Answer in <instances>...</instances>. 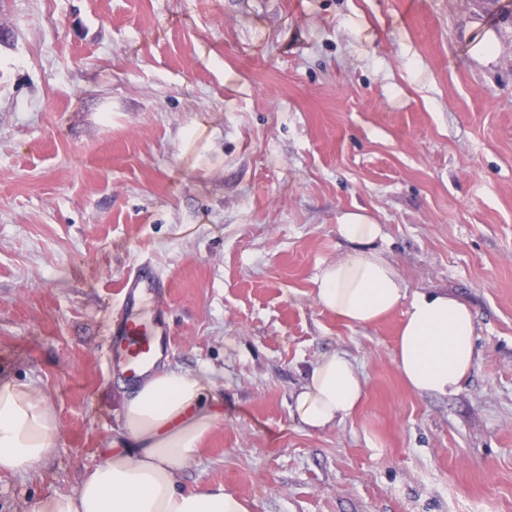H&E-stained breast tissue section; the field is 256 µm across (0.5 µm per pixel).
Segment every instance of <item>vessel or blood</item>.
<instances>
[{
    "instance_id": "b4317fda",
    "label": "vessel or blood",
    "mask_w": 512,
    "mask_h": 512,
    "mask_svg": "<svg viewBox=\"0 0 512 512\" xmlns=\"http://www.w3.org/2000/svg\"><path fill=\"white\" fill-rule=\"evenodd\" d=\"M120 311L109 340V369L128 382L147 376L172 343L173 331L164 309L153 298L167 285L153 261L143 260L120 279Z\"/></svg>"
}]
</instances>
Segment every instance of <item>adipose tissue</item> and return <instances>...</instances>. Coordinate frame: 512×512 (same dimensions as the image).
I'll list each match as a JSON object with an SVG mask.
<instances>
[{
    "instance_id": "1",
    "label": "adipose tissue",
    "mask_w": 512,
    "mask_h": 512,
    "mask_svg": "<svg viewBox=\"0 0 512 512\" xmlns=\"http://www.w3.org/2000/svg\"><path fill=\"white\" fill-rule=\"evenodd\" d=\"M379 224L362 212L339 218L336 235L347 254L316 278L315 300L349 325L363 326L402 310L395 363L418 393L448 396L475 365L472 309L445 290L408 293L377 242ZM365 382L345 354L322 355L294 398L292 415L317 430L350 417ZM222 416L213 381L204 373L160 369L122 399V437L81 479L72 494H48L34 512H249L237 495L214 487L181 489L182 472ZM57 417L36 382L0 376V474L27 475L54 454Z\"/></svg>"
}]
</instances>
